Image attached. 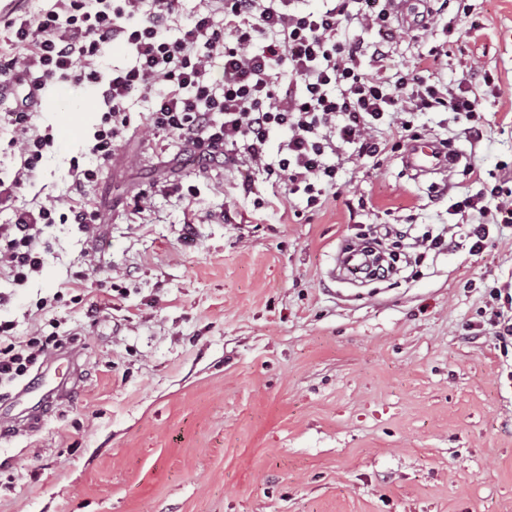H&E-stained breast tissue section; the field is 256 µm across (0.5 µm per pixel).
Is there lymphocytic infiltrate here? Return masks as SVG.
Instances as JSON below:
<instances>
[{
	"mask_svg": "<svg viewBox=\"0 0 512 512\" xmlns=\"http://www.w3.org/2000/svg\"><path fill=\"white\" fill-rule=\"evenodd\" d=\"M182 0H52L38 13L10 14L0 21V119L12 126L10 147L20 166L11 181L0 180V208L12 205L35 177L51 145L34 122L40 96L53 81L88 84L106 107L87 165L68 170L73 199L67 211L46 199L15 211L0 225V271L21 284L43 266L51 224L91 227L96 210L82 196L96 183L117 143L131 125L129 106L147 98L145 128L175 138L203 170L258 169L319 205L335 189L337 166L327 155L345 145L355 156L375 158L417 138L412 114L454 112L473 140L483 137L481 102L467 81L457 88L430 82L415 71L388 73L387 45L393 39L390 0H325L304 11L299 0H199L188 22H180ZM377 30L378 41L343 39V25ZM177 37H169L171 27ZM134 55L131 64L102 71L112 46ZM372 66H361L362 57ZM223 80H216L215 70ZM387 137H380V126ZM288 139L270 160L273 130ZM448 211L476 212L466 238L481 252L490 225L512 224V170L494 185L466 193ZM64 337L35 332L26 341L0 344V379L24 376Z\"/></svg>",
	"mask_w": 512,
	"mask_h": 512,
	"instance_id": "f902f5d3",
	"label": "lymphocytic infiltrate"
}]
</instances>
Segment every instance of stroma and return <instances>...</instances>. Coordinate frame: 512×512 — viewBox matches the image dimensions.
<instances>
[{
	"label": "stroma",
	"mask_w": 512,
	"mask_h": 512,
	"mask_svg": "<svg viewBox=\"0 0 512 512\" xmlns=\"http://www.w3.org/2000/svg\"><path fill=\"white\" fill-rule=\"evenodd\" d=\"M468 2L469 36L439 22L389 46L394 70L441 46L427 67L442 83L467 64L495 78L473 83L480 142L452 112L414 115L459 157L442 174L414 177L397 151L347 157L337 193L310 209L257 170L247 195L237 171L163 163L178 143L158 148L138 127L147 102L131 106L136 131L86 192L96 253L81 226L54 224L39 275L0 278L15 335L54 322L69 336L0 382V512H512V337L491 323L512 317V227H490L475 255L472 215L448 212L478 189L469 167L490 184L512 167V0ZM104 110L89 86L46 87L36 122L54 145L0 224L69 195ZM163 175L195 196L152 195L130 223ZM443 230L453 245L417 253L416 237ZM362 233L407 252L398 275L333 274Z\"/></svg>",
	"instance_id": "obj_1"
}]
</instances>
